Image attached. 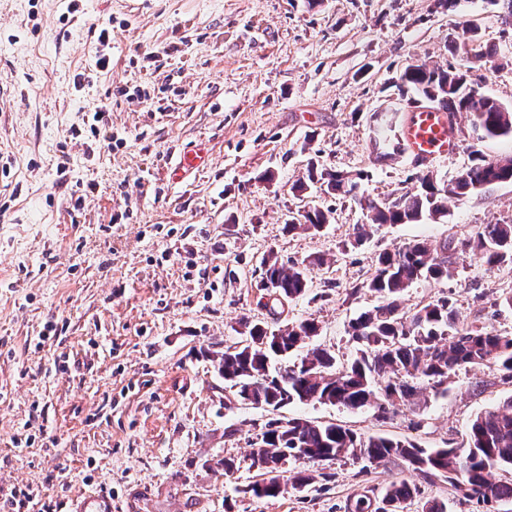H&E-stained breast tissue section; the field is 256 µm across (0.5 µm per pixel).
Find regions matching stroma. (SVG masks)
I'll return each mask as SVG.
<instances>
[{"label": "stroma", "mask_w": 512, "mask_h": 512, "mask_svg": "<svg viewBox=\"0 0 512 512\" xmlns=\"http://www.w3.org/2000/svg\"><path fill=\"white\" fill-rule=\"evenodd\" d=\"M0 0V507L70 512L76 494L105 492L115 512H351L370 489L417 484L404 512L442 502L483 512L447 481L398 462L350 458L311 489L255 498L247 455L280 417L336 423L361 435L454 448L477 414L512 396L492 365L458 370L415 405L348 410L256 408L225 387L216 354L241 341V318L271 323L260 262L320 256L288 322L315 319L337 361L348 331L380 299L365 281L378 255L426 239L461 243L512 222V183L448 203L447 217L384 225L352 245L366 213L321 190L296 192L311 157L364 173V195L414 190L415 163L380 159L377 117L410 108L395 87L405 65H467L452 55L459 21L496 48L483 91L512 106V29L489 0ZM112 28V46L97 40ZM109 72L93 68L102 53ZM82 84H75L77 74ZM108 106L104 140L74 137ZM460 152L434 164L448 180L474 154L512 157V139L476 141L456 116ZM205 143L211 164L174 177L180 153ZM70 164L58 171L61 154ZM274 180L264 181L266 172ZM330 211L317 234L289 217ZM512 264L458 253L449 280L419 282L404 310L451 298L458 324L512 335ZM59 336L42 340L47 322ZM238 467L225 473V459Z\"/></svg>", "instance_id": "35a3bbf8"}]
</instances>
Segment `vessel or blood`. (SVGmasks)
<instances>
[{"mask_svg": "<svg viewBox=\"0 0 512 512\" xmlns=\"http://www.w3.org/2000/svg\"><path fill=\"white\" fill-rule=\"evenodd\" d=\"M398 140L404 152L421 166L447 160L461 147L454 117L445 108L430 104L409 109ZM71 512H112V498L101 493L78 497L71 503Z\"/></svg>", "mask_w": 512, "mask_h": 512, "instance_id": "1", "label": "vessel or blood"}]
</instances>
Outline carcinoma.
<instances>
[{
	"label": "carcinoma",
	"instance_id": "cac0c4a2",
	"mask_svg": "<svg viewBox=\"0 0 512 512\" xmlns=\"http://www.w3.org/2000/svg\"><path fill=\"white\" fill-rule=\"evenodd\" d=\"M477 29L466 22L454 33V50L470 53ZM495 57V51H479L463 71L444 69L425 62L405 69L396 85L399 94L412 92L409 103L442 105L452 114L472 116L476 139L512 137V107L483 93L476 72ZM393 122L377 127L384 156L402 153ZM361 175L320 168L311 164L304 180L294 189L306 191L318 184L330 195L351 198L366 210L370 224L354 228V244L367 235L369 226L412 224L448 214V200L462 199L493 183L512 182V157L488 160L476 157L456 177L439 179L434 173L417 172L414 192L376 200L358 194ZM331 211L313 208L302 219L285 225L290 233L318 232L329 223ZM471 253L488 265L512 263V224H486L466 243ZM456 245H435L414 240L394 252L379 254L374 273L363 287L377 294L381 304L359 314L351 324V340L357 344L350 361L339 364L336 353L312 344L319 335L313 319L284 323L271 330L244 323L248 343L224 349L219 370L224 383L242 400L256 406L282 409L293 404L317 402L360 410L376 406L381 411L399 404H415L424 389H447L457 369L490 363L502 379L512 381V335L485 327L460 326L453 303L440 297L413 311L401 308L400 297L421 281L440 282L454 274ZM323 259L285 261L270 251L261 262L262 288L267 291L264 308L273 316L284 313L288 303L306 295L310 268ZM263 453L251 452V466L264 472L263 462L275 459L271 452L288 449V470L283 484H253L255 496L276 497L284 487L305 488L316 477L332 473L326 464L351 456L370 464L400 460L426 477L436 476L461 486L465 496L489 504L512 499V483L492 480L495 468H512V397L496 408L478 414L470 423L467 444L458 448H423L410 439L385 435L364 436L335 423L306 419L273 420L252 444ZM419 488L405 480L390 483L380 500L356 502L354 512H400L415 498Z\"/></svg>",
	"mask_w": 512,
	"mask_h": 512
}]
</instances>
